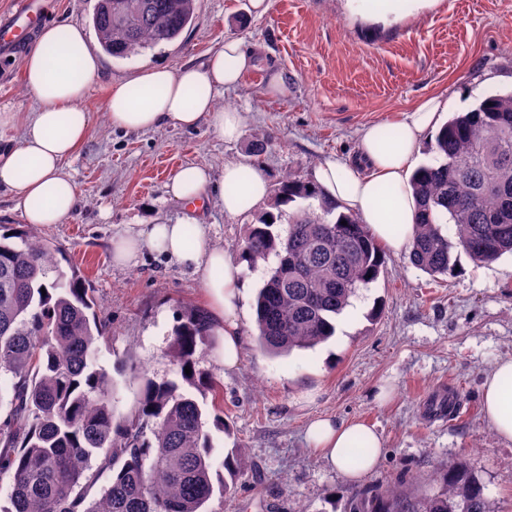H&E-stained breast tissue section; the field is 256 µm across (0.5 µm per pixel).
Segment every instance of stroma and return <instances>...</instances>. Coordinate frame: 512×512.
Returning <instances> with one entry per match:
<instances>
[{"label":"stroma","instance_id":"stroma-1","mask_svg":"<svg viewBox=\"0 0 512 512\" xmlns=\"http://www.w3.org/2000/svg\"><path fill=\"white\" fill-rule=\"evenodd\" d=\"M96 0H42L49 25L89 27ZM258 49L259 64L218 104L236 109L242 134L228 143L207 126L166 125L143 132L113 127L105 109L110 83L163 63L202 61L225 37ZM279 71L288 92L266 90ZM512 89V0H437L418 13L383 24L346 15L340 0H268L255 16L249 0H200L198 18L173 44L115 59L104 57L88 92L91 135L67 167L79 203L60 224L33 231L55 244L63 270H76L95 297L108 337L99 362L112 377L115 413L137 407L141 383L173 379L172 330L184 306L207 307L197 275L153 251L137 265L112 262L110 242L133 224L193 219L206 225L213 246L236 253L260 212L226 217L211 189L202 205L169 199L166 184L193 163L220 176L225 162L245 161L253 141L271 134L262 168L270 183L288 173L306 178L330 154H354L361 129L397 121L420 99L454 96L464 112L487 94ZM35 99L21 78V60L0 63V105L31 111ZM454 268L431 277L406 253H387L378 279L361 290L357 315L311 350L272 356L255 341V297L264 268L245 270L239 307L243 356L225 369L208 343L199 367L217 385L207 415L214 462L240 448L241 476L231 494L213 496L210 512H349L357 490L424 484L445 463L462 462L483 485L491 512H512V442L482 418L486 373L512 357V255L488 264L452 256ZM454 394L460 411L447 417L430 401ZM359 419L381 433L385 455L358 483L345 480L309 448L312 418Z\"/></svg>","mask_w":512,"mask_h":512}]
</instances>
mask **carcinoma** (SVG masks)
Instances as JSON below:
<instances>
[{
	"mask_svg": "<svg viewBox=\"0 0 512 512\" xmlns=\"http://www.w3.org/2000/svg\"><path fill=\"white\" fill-rule=\"evenodd\" d=\"M198 5L98 0L92 24L104 51L126 58L175 41ZM430 153L409 181L418 213L410 264L445 276L454 249L478 263L512 253V90L453 113ZM311 199L318 205L298 204ZM289 203L296 207L287 214ZM271 207L248 225L238 256L252 270L277 258L255 305V341L277 355L333 336L332 320L377 280L385 252L355 214L292 174L274 189ZM56 252L23 225L0 232V378L11 381L0 386V475L10 481L0 512H208L214 491L230 493L239 475L234 450L222 462L229 479L214 488V445L196 398L213 389L197 369L214 331L210 315L183 309L172 350L180 381L140 370L139 406L119 419L112 378L97 362L105 324L90 288L58 266ZM373 498L378 512H490L479 481L458 462L435 468L420 490L389 485Z\"/></svg>",
	"mask_w": 512,
	"mask_h": 512,
	"instance_id": "1",
	"label": "carcinoma"
}]
</instances>
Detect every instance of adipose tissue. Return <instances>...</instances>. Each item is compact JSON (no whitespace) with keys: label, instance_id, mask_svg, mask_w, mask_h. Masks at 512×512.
<instances>
[{"label":"adipose tissue","instance_id":"ef3b65f1","mask_svg":"<svg viewBox=\"0 0 512 512\" xmlns=\"http://www.w3.org/2000/svg\"><path fill=\"white\" fill-rule=\"evenodd\" d=\"M256 66L252 48L241 39L225 38L221 48L200 63L178 68L159 64L110 83L109 119L126 131L170 124L193 129L204 124L224 141H236L242 133L241 115L218 107L217 99ZM23 74L38 107L19 112L0 106V189L13 195L27 223L60 224L78 205L77 186L66 163L90 136L88 91L101 74V64L87 44L83 27L53 25L37 32L35 45L24 58ZM450 104L448 98L430 96L406 110L393 125L365 126L357 155L322 159L309 173L310 185L334 199L342 211L356 214L391 252L404 251L416 222L409 177L427 132ZM13 129L18 137H10ZM211 180L208 168L186 164L172 174L168 192L183 203H199L206 199ZM220 183L218 202L231 217L252 213L271 192L262 169L247 162H226ZM386 186L396 193L389 209L378 204V193ZM185 228V223L177 222L125 229L112 238V262L129 266L151 250L199 274L216 316L222 361L225 367H235L241 357L238 311L244 264L212 246L205 226L197 227L191 241ZM482 412L498 437L512 441V358L500 360L485 375ZM305 433L310 448L346 479H360L381 460L382 437L367 423L320 417L309 422ZM358 442L368 453L355 463L347 451Z\"/></svg>","mask_w":512,"mask_h":512}]
</instances>
